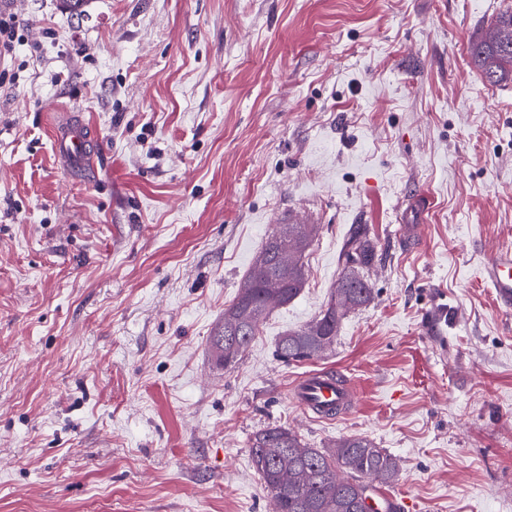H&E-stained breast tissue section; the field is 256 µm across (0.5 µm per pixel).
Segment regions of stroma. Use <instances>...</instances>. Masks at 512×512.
Returning a JSON list of instances; mask_svg holds the SVG:
<instances>
[{
	"label": "stroma",
	"instance_id": "1",
	"mask_svg": "<svg viewBox=\"0 0 512 512\" xmlns=\"http://www.w3.org/2000/svg\"><path fill=\"white\" fill-rule=\"evenodd\" d=\"M503 0H0V512H271L250 440L364 435L409 512H512V311L481 280L512 247V82L470 46ZM95 167L54 149L58 111ZM428 196L416 247L397 209ZM320 227L309 280L241 360L213 331L277 218ZM374 300L330 351L280 361L355 228ZM448 333L427 334L437 300ZM329 369L358 407L289 400Z\"/></svg>",
	"mask_w": 512,
	"mask_h": 512
}]
</instances>
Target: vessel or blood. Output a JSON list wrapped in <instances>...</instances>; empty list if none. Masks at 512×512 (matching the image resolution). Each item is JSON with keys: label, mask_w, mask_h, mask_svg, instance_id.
I'll return each mask as SVG.
<instances>
[{"label": "vessel or blood", "mask_w": 512, "mask_h": 512, "mask_svg": "<svg viewBox=\"0 0 512 512\" xmlns=\"http://www.w3.org/2000/svg\"><path fill=\"white\" fill-rule=\"evenodd\" d=\"M59 159L71 169L87 165L91 149V132L74 118H66L54 128ZM483 281L496 293L504 308L512 307V249L491 250L481 268ZM289 399L298 408L320 418L333 420L352 412L356 405L353 385L331 370H316L300 376L289 388Z\"/></svg>", "instance_id": "1"}]
</instances>
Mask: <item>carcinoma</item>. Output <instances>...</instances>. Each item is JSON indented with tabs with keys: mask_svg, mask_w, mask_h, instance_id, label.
I'll return each mask as SVG.
<instances>
[{
	"mask_svg": "<svg viewBox=\"0 0 512 512\" xmlns=\"http://www.w3.org/2000/svg\"><path fill=\"white\" fill-rule=\"evenodd\" d=\"M471 55L489 85L512 82L511 5L487 25ZM318 232L316 224H284L268 235L251 272L224 309V324L240 325L245 334L231 343L222 330L210 338L217 365L228 368L240 361L271 310L290 303L305 288L307 251ZM374 259L366 232H355L344 253L348 272L339 278L318 316L279 340L276 356L281 361L309 360L331 349L345 315L374 300L373 289L359 274L371 269ZM250 448L273 512H359L358 496L367 479L388 486L399 474L398 460L362 435L311 448L294 431L274 426L256 433Z\"/></svg>",
	"mask_w": 512,
	"mask_h": 512,
	"instance_id": "carcinoma-1",
	"label": "carcinoma"
}]
</instances>
